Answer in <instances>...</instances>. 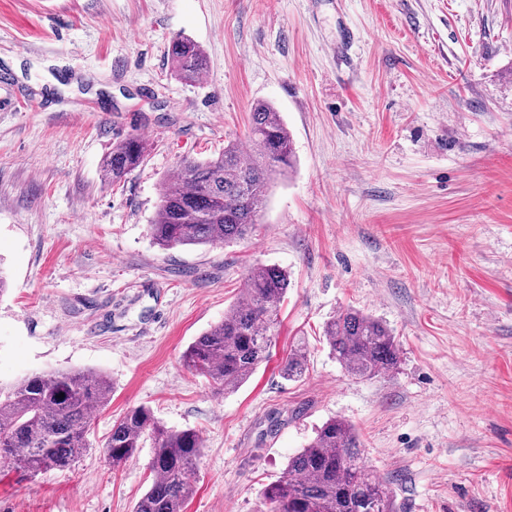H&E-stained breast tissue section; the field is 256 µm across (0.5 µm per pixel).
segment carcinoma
<instances>
[{
	"label": "carcinoma",
	"instance_id": "cac0c4a2",
	"mask_svg": "<svg viewBox=\"0 0 512 512\" xmlns=\"http://www.w3.org/2000/svg\"><path fill=\"white\" fill-rule=\"evenodd\" d=\"M168 57L184 81H197L207 68L200 46L185 37L171 41ZM248 136L251 158L228 144L216 158L182 160L163 181L150 224L159 248L229 244L249 236L273 176L290 171L295 154L287 127L269 103L252 106ZM146 152L147 144L136 136L120 141L102 163L103 177L122 179ZM289 286L288 274L276 266L250 267L241 297L224 312V320L188 346L183 365L226 391L238 388L269 357ZM323 339L336 361L359 379L381 377L400 361V345L387 324L353 308L325 323ZM305 370V351L298 349L288 355L282 374L296 379ZM111 397L105 375L81 369L31 374L0 390V456L33 474L74 467L90 448L92 413L107 407ZM146 446L153 448L151 483L133 512H185L203 448L199 433L170 429L150 408L135 406L114 422L102 448L116 466ZM361 448L352 424L342 418L326 421L265 489V512H395L393 497L365 465Z\"/></svg>",
	"mask_w": 512,
	"mask_h": 512
}]
</instances>
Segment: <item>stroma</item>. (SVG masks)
<instances>
[{
	"mask_svg": "<svg viewBox=\"0 0 512 512\" xmlns=\"http://www.w3.org/2000/svg\"><path fill=\"white\" fill-rule=\"evenodd\" d=\"M180 34L207 60L192 83L168 60ZM4 73L0 388L91 369L112 400L72 469L0 464V512H133L152 451L114 467L101 446L139 405L202 437L185 512H260L334 417L398 512H512V0H0ZM259 102L295 165L255 232L160 249L163 181L248 147ZM132 135L143 162L105 181ZM257 264L290 278L270 356L219 391L180 357ZM347 307L397 336L393 372L359 380L331 358L323 327ZM302 337L307 371L285 379Z\"/></svg>",
	"mask_w": 512,
	"mask_h": 512,
	"instance_id": "stroma-1",
	"label": "stroma"
}]
</instances>
